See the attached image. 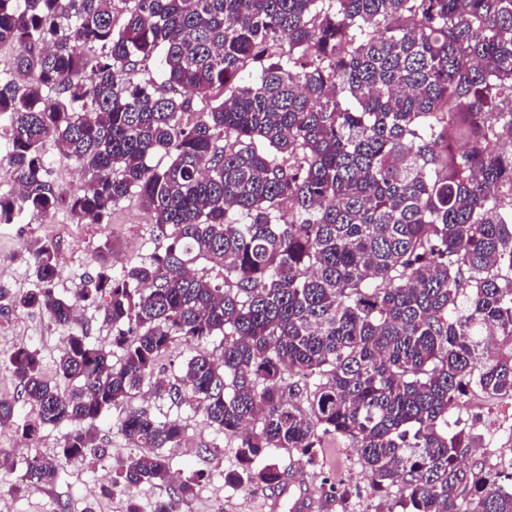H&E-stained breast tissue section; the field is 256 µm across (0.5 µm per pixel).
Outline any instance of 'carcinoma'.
I'll return each instance as SVG.
<instances>
[{
    "label": "carcinoma",
    "mask_w": 512,
    "mask_h": 512,
    "mask_svg": "<svg viewBox=\"0 0 512 512\" xmlns=\"http://www.w3.org/2000/svg\"><path fill=\"white\" fill-rule=\"evenodd\" d=\"M5 45L20 192L0 194V224L58 211L104 224L134 192L156 238L119 270L104 243L69 299L58 249L38 242L39 288L0 289L70 329L56 374L74 383L61 393L34 349L9 355L38 410L23 436L69 431L59 455L0 468L41 487L99 452L102 415L148 386L219 432L250 427L235 487L285 491L271 454L311 455L329 433L375 492L398 487L384 512H512V472L464 465L481 437L452 416L472 388L512 399V152L495 139L512 133V0H0ZM151 59L159 79H134ZM48 142L88 176L82 192L49 180ZM100 299L108 352L74 318ZM216 337L220 358L154 379L174 340ZM118 429L139 452L113 484L170 482L182 421L131 410ZM203 479L186 475L159 512Z\"/></svg>",
    "instance_id": "obj_1"
}]
</instances>
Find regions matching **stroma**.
Listing matches in <instances>:
<instances>
[{
  "instance_id": "stroma-1",
  "label": "stroma",
  "mask_w": 512,
  "mask_h": 512,
  "mask_svg": "<svg viewBox=\"0 0 512 512\" xmlns=\"http://www.w3.org/2000/svg\"><path fill=\"white\" fill-rule=\"evenodd\" d=\"M156 228L152 214L137 195H129L112 207L107 224H81L66 212L44 217L33 213L19 223L0 224V252L14 255L9 276L0 277V288L22 294L35 290L39 282L28 261V250L35 243L54 244L60 253L61 271L55 281L56 293L70 298L94 266L92 253L104 242H111L116 266L147 258L155 246ZM67 333L46 315L34 309L9 308L0 314V359L20 347L38 350L48 379L56 380L60 390H68V381L57 379L56 360L66 342ZM18 388L10 373L0 368V398L15 401V425L0 428V451L16 453L22 440L20 427L34 421L36 411L17 399ZM146 410L152 417L180 419L186 426L181 447L169 449L172 473L204 471L205 477L195 495L182 503L181 512H266L264 500L268 486L254 483L238 488L225 483L227 472L240 469L238 436H224L205 425L186 407L178 408L149 391H141L127 405L112 408L97 423V447L104 456H89L81 465H66L46 486L33 489L22 480V469L0 470V512H126L136 503L140 512H152L157 500L168 498L172 484L143 483L128 489L115 484L122 462L134 455V447L117 431V423L127 408ZM463 426L491 440V450L472 454L469 464L493 472H512V400L490 401L480 393L463 397L455 411ZM273 462L304 485L306 496L316 503L315 512H377L382 498L370 486L367 472L350 443L333 435L323 436L313 457L280 451ZM348 488L347 500L333 498L336 488Z\"/></svg>"
}]
</instances>
